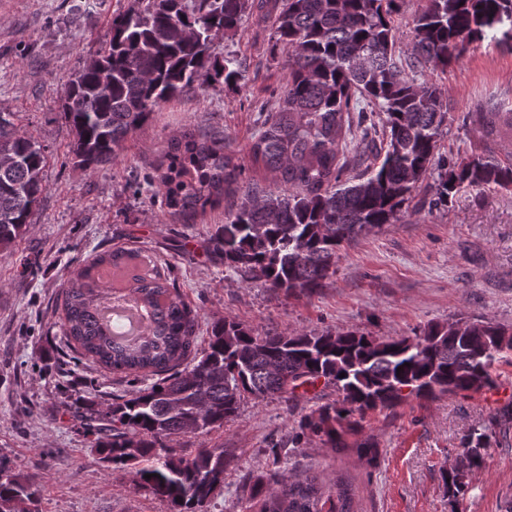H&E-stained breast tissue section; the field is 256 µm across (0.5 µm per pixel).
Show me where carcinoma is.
Instances as JSON below:
<instances>
[{
  "mask_svg": "<svg viewBox=\"0 0 512 512\" xmlns=\"http://www.w3.org/2000/svg\"><path fill=\"white\" fill-rule=\"evenodd\" d=\"M254 9L271 21L272 49L287 50L288 84L253 136L249 158L283 188L241 181L243 168L224 140L193 132L170 141L150 178L181 224L241 194L204 246L210 261L247 282L312 296L334 274L341 249L398 221L424 178L437 175L435 208L463 189L512 188L511 161L439 151L450 106L437 85L418 78L428 66L448 69L487 39L511 46L512 0H426L409 23L407 49L393 25L399 0H131L112 21L109 41L64 88L74 164L112 162L155 109L193 87L221 77L235 83L238 60L220 59L211 47ZM504 107L494 97L477 106L473 121L483 137L512 139ZM367 153L373 167L350 175ZM46 163L40 144L0 112V249L26 232L46 190ZM105 267L125 272L124 289L150 313L147 335L115 336L100 320V301L111 292L100 278ZM62 298L67 336L82 355L114 374L156 377L78 419L99 460L133 466L169 512H201L231 459L221 446L184 456L167 442L223 428L249 397L290 403L320 384L332 389L336 399L301 416L288 443L295 449L315 438L347 448L367 412L393 410L409 396L433 402L479 393L493 388L496 366L512 364V326L464 316L391 339L354 331L256 334L224 318L199 350L198 314L138 247L115 246L75 267ZM507 419L511 401L461 435L460 462L442 473L450 501L465 495L486 449L507 436ZM0 475V512H39L33 483L3 461ZM353 503L344 477L331 483L309 469L253 486L245 512H355Z\"/></svg>",
  "mask_w": 512,
  "mask_h": 512,
  "instance_id": "1",
  "label": "carcinoma"
}]
</instances>
